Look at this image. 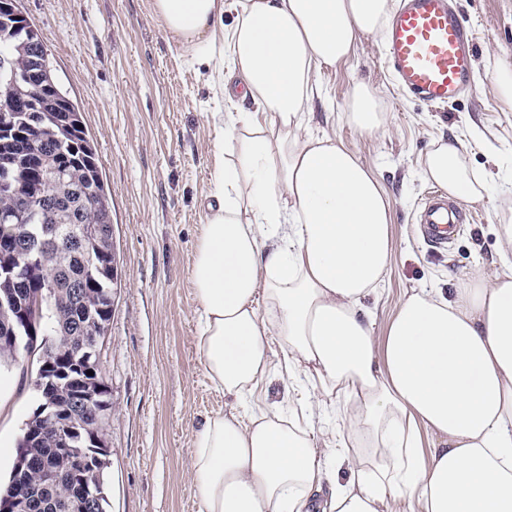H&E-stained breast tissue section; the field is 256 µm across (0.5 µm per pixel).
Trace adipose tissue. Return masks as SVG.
<instances>
[{"label": "adipose tissue", "mask_w": 512, "mask_h": 512, "mask_svg": "<svg viewBox=\"0 0 512 512\" xmlns=\"http://www.w3.org/2000/svg\"><path fill=\"white\" fill-rule=\"evenodd\" d=\"M393 0H152L190 63L234 86L250 112L218 113L213 185L194 250L198 346L215 388L247 402L269 379L308 388V409L341 399L343 448L312 424L261 409L208 416L194 433L198 512H310L341 456L327 512H512V195L499 209L501 272L461 274L453 297L407 294L384 338L364 304L393 252V210L369 165L330 135L306 133L325 65L382 35ZM232 20H225V12ZM346 115L363 136L385 128L378 92L359 84ZM458 138L439 142L422 175L450 200L483 199L486 179ZM435 439L421 451L418 428Z\"/></svg>", "instance_id": "adipose-tissue-1"}]
</instances>
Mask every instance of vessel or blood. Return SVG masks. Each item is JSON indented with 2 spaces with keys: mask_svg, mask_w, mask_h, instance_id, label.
<instances>
[{
  "mask_svg": "<svg viewBox=\"0 0 512 512\" xmlns=\"http://www.w3.org/2000/svg\"><path fill=\"white\" fill-rule=\"evenodd\" d=\"M383 44L396 85L408 97L445 105L456 101L467 88L475 39L450 0H399ZM460 224L447 194L432 191L420 213L423 237L447 248Z\"/></svg>",
  "mask_w": 512,
  "mask_h": 512,
  "instance_id": "b4317fda",
  "label": "vessel or blood"
}]
</instances>
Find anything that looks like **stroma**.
<instances>
[{"instance_id": "obj_1", "label": "stroma", "mask_w": 512, "mask_h": 512, "mask_svg": "<svg viewBox=\"0 0 512 512\" xmlns=\"http://www.w3.org/2000/svg\"><path fill=\"white\" fill-rule=\"evenodd\" d=\"M475 32L476 55L465 95L437 108L399 93L383 58V40L362 34L354 56L322 67L326 94L307 117L312 134L328 132L373 168L392 203L391 268L367 304L384 336L401 299L420 289L452 296L457 273L500 272L498 206L512 191V112L489 88V57L512 56V0H453ZM39 31L53 73L79 106L111 192L120 255L112 319L100 345L111 392L107 512H197L188 472L193 436L205 417L234 405L208 378L197 343L192 286L195 244L212 190L213 113L223 111L206 66L190 64L154 16L152 0H20ZM375 88L386 127L358 135L344 110L358 83ZM473 138L469 164L485 173L488 191L463 207V231L445 250L416 225L432 189L421 167L442 140ZM35 368L0 374L11 388L0 415V475L11 470L17 441L37 406ZM305 393L273 378L254 405L301 419Z\"/></svg>"}]
</instances>
